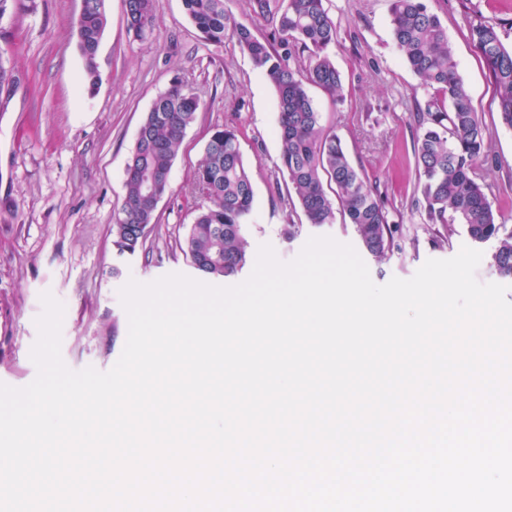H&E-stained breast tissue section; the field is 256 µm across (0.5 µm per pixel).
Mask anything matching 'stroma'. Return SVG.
<instances>
[{
    "label": "stroma",
    "instance_id": "stroma-1",
    "mask_svg": "<svg viewBox=\"0 0 512 512\" xmlns=\"http://www.w3.org/2000/svg\"><path fill=\"white\" fill-rule=\"evenodd\" d=\"M447 29L472 105L488 129L500 168L494 209L512 225V130L499 122L494 87L470 40L479 20L501 24L512 44V0H427ZM389 0H327L338 41L332 50L343 78V101L333 104L319 87L308 94L325 127L352 161L376 182L398 228L385 262L366 258L375 283L414 275L427 259L455 256L470 239L455 229L437 243V225L413 209L417 197L412 151L413 113L429 94L399 57L389 24ZM80 0H21L0 17V56L9 60L11 85L0 88V382L31 383L37 370L30 350L38 331L40 295L65 306L61 355L72 370L93 364L111 369L128 335L118 291L129 280L150 282L169 273L197 277L179 246L195 216L186 192L213 131L233 121L255 193L248 235L251 249L271 244L280 260L294 259L315 234L358 245L352 225L315 230L288 192L277 168V99L233 40L202 41L181 0H161L153 39L129 37L123 0H108L99 51L101 83L82 90L83 60L74 22ZM191 85L207 104L198 112L175 158L172 189L158 205L159 223L144 247L124 256L112 246V213L124 194V168L154 97L172 78ZM302 227L285 238L282 224ZM120 275H113V268Z\"/></svg>",
    "mask_w": 512,
    "mask_h": 512
}]
</instances>
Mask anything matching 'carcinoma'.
<instances>
[{
  "label": "carcinoma",
  "mask_w": 512,
  "mask_h": 512,
  "mask_svg": "<svg viewBox=\"0 0 512 512\" xmlns=\"http://www.w3.org/2000/svg\"><path fill=\"white\" fill-rule=\"evenodd\" d=\"M75 21L84 61V87L94 94L101 75L97 63L107 26V0H81ZM128 34L145 41L155 34L160 0H124ZM200 38L221 45L235 40L253 69L267 78L277 95L279 169L288 177L307 223L333 224L336 214L354 227L363 250L377 262L396 247V228L377 184L354 164L336 134L327 131L310 98L312 84L333 104L343 101L342 75L331 50L337 26L326 0H247L253 19L267 31L257 36L237 21L225 0H182ZM390 28L403 60L431 92L426 111L413 115L420 199L430 224H459L470 240L493 245L495 272L512 279V228L489 199L486 176L498 166L490 136L475 111L461 77L447 30L426 0H391ZM494 86L499 121L512 130V48L501 27L479 21L469 27ZM205 107L191 86L175 77L153 100L125 166V192L112 214V245L133 253L158 223L159 202L171 190V170L179 145L197 112ZM334 185L327 195L323 182ZM203 199L181 245L191 264L212 280L235 275L248 261L249 217L254 207L252 177L239 146L238 129H216L189 182Z\"/></svg>",
  "instance_id": "1"
}]
</instances>
